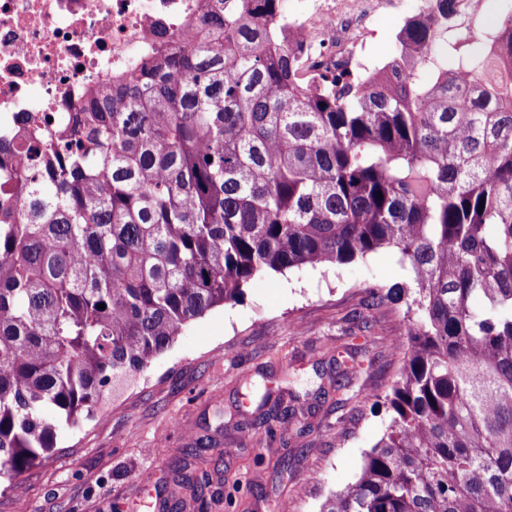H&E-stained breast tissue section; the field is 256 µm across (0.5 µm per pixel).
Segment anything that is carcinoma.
Instances as JSON below:
<instances>
[{"label":"carcinoma","mask_w":512,"mask_h":512,"mask_svg":"<svg viewBox=\"0 0 512 512\" xmlns=\"http://www.w3.org/2000/svg\"><path fill=\"white\" fill-rule=\"evenodd\" d=\"M428 2L321 89L285 0H212L196 44L0 138V488L255 277L389 247V424L320 512H512V26L492 51Z\"/></svg>","instance_id":"1"}]
</instances>
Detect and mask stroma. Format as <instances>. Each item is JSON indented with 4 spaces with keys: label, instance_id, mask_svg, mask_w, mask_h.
Masks as SVG:
<instances>
[{
    "label": "stroma",
    "instance_id": "stroma-1",
    "mask_svg": "<svg viewBox=\"0 0 512 512\" xmlns=\"http://www.w3.org/2000/svg\"><path fill=\"white\" fill-rule=\"evenodd\" d=\"M408 279L390 248L263 275L61 437L0 512H320L384 435L400 377L404 308L368 290Z\"/></svg>",
    "mask_w": 512,
    "mask_h": 512
}]
</instances>
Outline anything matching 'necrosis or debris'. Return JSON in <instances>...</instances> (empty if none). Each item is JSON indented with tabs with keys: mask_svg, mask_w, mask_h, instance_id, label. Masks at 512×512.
I'll use <instances>...</instances> for the list:
<instances>
[{
	"mask_svg": "<svg viewBox=\"0 0 512 512\" xmlns=\"http://www.w3.org/2000/svg\"><path fill=\"white\" fill-rule=\"evenodd\" d=\"M400 0H296L292 31L309 46L306 74L361 77L372 17ZM204 0H0V137L23 118L80 111L88 95L151 55L160 32L183 38Z\"/></svg>",
	"mask_w": 512,
	"mask_h": 512,
	"instance_id": "1",
	"label": "necrosis or debris"
}]
</instances>
